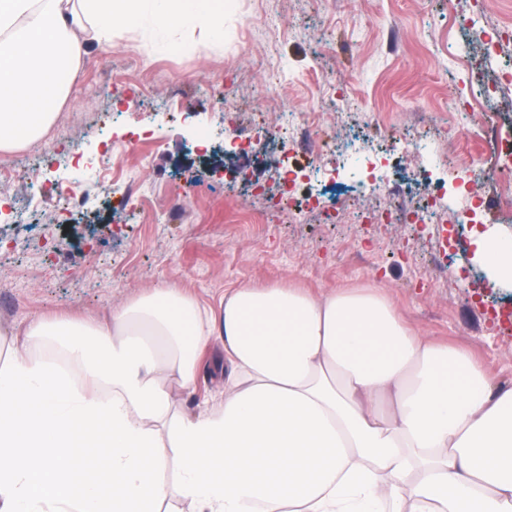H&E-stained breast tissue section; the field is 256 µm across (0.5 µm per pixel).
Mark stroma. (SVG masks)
I'll return each mask as SVG.
<instances>
[{
	"label": "stroma",
	"mask_w": 512,
	"mask_h": 512,
	"mask_svg": "<svg viewBox=\"0 0 512 512\" xmlns=\"http://www.w3.org/2000/svg\"><path fill=\"white\" fill-rule=\"evenodd\" d=\"M464 24L451 28L449 15ZM508 31L498 52L484 49L490 27ZM81 83L70 85L40 145L0 152L14 165L0 181V341L26 340L37 318L103 322L112 307L156 288H175L216 306L242 285L296 286L320 296L378 288L403 320L434 341L468 350L493 386L512 387V329L495 312L512 310V282L474 258L469 234L445 224H351L360 204L411 208L414 173L429 170L431 190L459 178L483 187L482 228L512 239L489 177L492 146L457 142L470 126L466 101L483 121L512 134V0H226L209 26L166 24L144 16L116 31L110 48L88 46ZM291 112L318 113L325 138L359 134L379 143L364 115L415 138L379 171L381 195L359 197L334 151L296 145L299 162L317 157L332 182L304 223L274 214L269 224L238 216L280 199L278 155L266 130ZM140 134L135 153L122 145ZM79 145L83 168L59 167L51 153ZM140 175L142 199L129 201L122 169ZM38 170L49 193L32 192ZM103 170L110 194L93 178ZM88 208L64 212L70 190ZM29 221L14 222L11 205ZM222 352L208 347L194 392L174 390L179 409L216 397Z\"/></svg>",
	"instance_id": "35a3bbf8"
}]
</instances>
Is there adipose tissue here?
<instances>
[{"mask_svg":"<svg viewBox=\"0 0 512 512\" xmlns=\"http://www.w3.org/2000/svg\"><path fill=\"white\" fill-rule=\"evenodd\" d=\"M147 10L198 24L224 0H0V151L38 145L87 46ZM473 244L512 279L497 236ZM26 335L60 337L82 375L19 345L0 361V512H512V388L378 289L241 286L213 309L157 288ZM214 341L223 393L176 413Z\"/></svg>","mask_w":512,"mask_h":512,"instance_id":"adipose-tissue-1","label":"adipose tissue"}]
</instances>
